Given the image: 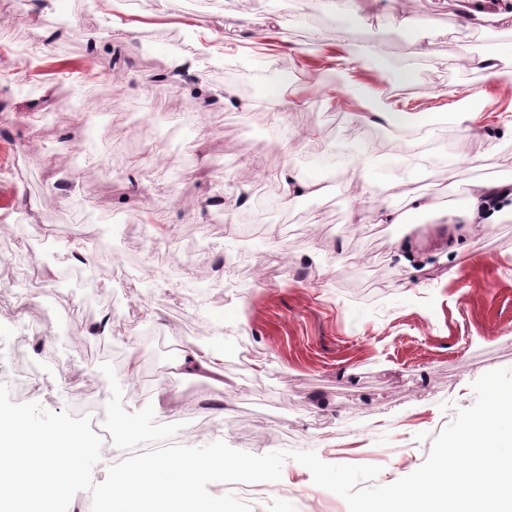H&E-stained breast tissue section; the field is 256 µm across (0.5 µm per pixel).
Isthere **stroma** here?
<instances>
[{
  "mask_svg": "<svg viewBox=\"0 0 512 512\" xmlns=\"http://www.w3.org/2000/svg\"><path fill=\"white\" fill-rule=\"evenodd\" d=\"M474 6L136 0L115 11L109 0H0V365L13 347L25 351L28 400L55 412L84 398L106 404L107 362L126 410L149 405L156 422L182 424V445L312 450L330 464L381 466V485L420 467L451 419L441 403L471 406L474 380L512 368V218L473 235L459 216L470 183L504 177L499 158L512 153V88L463 60L477 52L473 36L489 40V53L512 49V26L465 22ZM403 9L413 30L390 20ZM58 14L70 34L54 41L35 21ZM90 27L100 31L92 44L82 37ZM247 37L279 44L267 60L276 78L252 95L208 63L235 62ZM321 45L352 72L358 52L373 49L371 88L382 98L410 92L429 110L473 95L480 116L467 130L450 122L448 141L429 132V169L414 170L410 141L358 120L363 104L282 68ZM161 67L177 70L174 83L150 80ZM27 79L58 94L79 87L85 112L45 125L41 92L19 88ZM282 87L294 112L277 124L271 97ZM304 127L321 139L299 138ZM366 155L373 165L355 180L350 162ZM101 158L115 180L94 176ZM285 167L334 178L285 206L275 179ZM414 193L434 210L374 223L371 209L403 208ZM358 195L361 215L351 205ZM46 225L65 247L90 250L105 238L111 263L94 275L110 288L35 284L33 274L59 266L35 247ZM452 234L472 240L469 256L449 251ZM399 239L411 245L406 255ZM226 255L238 266L218 268ZM325 266L335 274L322 275ZM353 270L365 298L340 286ZM106 312L110 335L76 341ZM175 344L224 349L223 384L171 373ZM132 348L141 361L133 377ZM243 501L251 512H349L292 460Z\"/></svg>",
  "mask_w": 512,
  "mask_h": 512,
  "instance_id": "35a3bbf8",
  "label": "stroma"
}]
</instances>
